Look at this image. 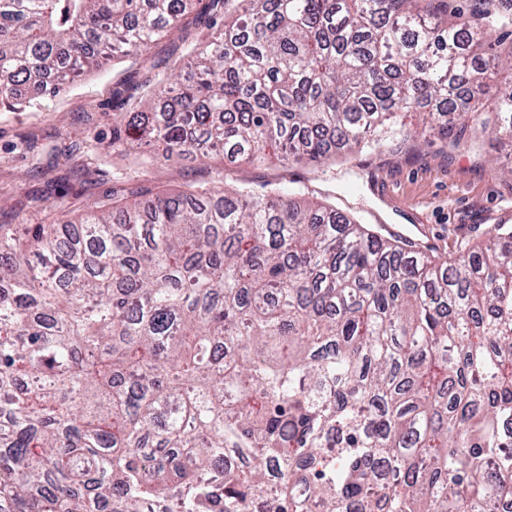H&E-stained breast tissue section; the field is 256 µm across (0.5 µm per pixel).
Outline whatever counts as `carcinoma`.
<instances>
[{
  "mask_svg": "<svg viewBox=\"0 0 512 512\" xmlns=\"http://www.w3.org/2000/svg\"><path fill=\"white\" fill-rule=\"evenodd\" d=\"M224 15L112 146L318 166L485 115L512 0H0V106ZM413 113L410 131L399 114ZM512 504V227L459 256L268 182L0 224V512H489Z\"/></svg>",
  "mask_w": 512,
  "mask_h": 512,
  "instance_id": "1",
  "label": "carcinoma"
}]
</instances>
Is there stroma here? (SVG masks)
<instances>
[{
    "instance_id": "35a3bbf8",
    "label": "stroma",
    "mask_w": 512,
    "mask_h": 512,
    "mask_svg": "<svg viewBox=\"0 0 512 512\" xmlns=\"http://www.w3.org/2000/svg\"><path fill=\"white\" fill-rule=\"evenodd\" d=\"M206 35L204 20L190 15L184 36L78 78L56 96L37 100L31 89L19 88L25 108L0 112V224H39L62 210L79 216L123 177L170 192L218 178L256 188L276 182L308 200L335 201L360 223L433 255L456 253L492 225H512V147L505 144L472 150L420 139L379 156L315 167L285 166L273 155L258 164L228 165L219 156L161 164L148 161V146L138 156L108 149L115 90L180 71L186 43H203Z\"/></svg>"
}]
</instances>
